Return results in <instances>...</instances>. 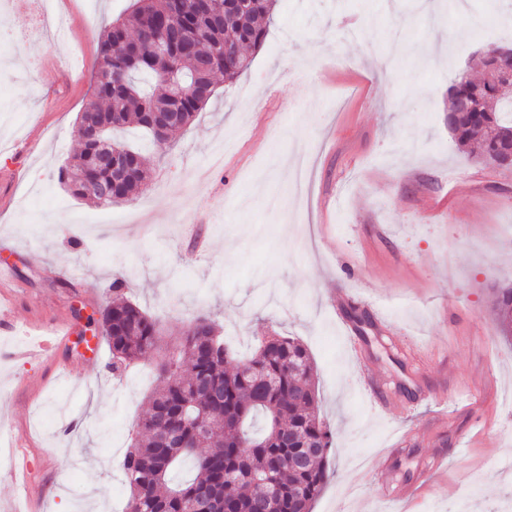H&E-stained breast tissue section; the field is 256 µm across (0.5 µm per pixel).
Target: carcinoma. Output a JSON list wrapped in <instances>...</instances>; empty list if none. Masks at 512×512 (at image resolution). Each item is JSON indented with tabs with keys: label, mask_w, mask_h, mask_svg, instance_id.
<instances>
[{
	"label": "carcinoma",
	"mask_w": 512,
	"mask_h": 512,
	"mask_svg": "<svg viewBox=\"0 0 512 512\" xmlns=\"http://www.w3.org/2000/svg\"><path fill=\"white\" fill-rule=\"evenodd\" d=\"M278 0H135L106 26L99 42L92 99L76 122L81 143L59 169V182L76 198L101 206L130 199L145 185V150L118 142L112 132L130 125L158 142L159 112H176L173 135L189 126L213 95L218 75L233 82L249 67L246 48H259ZM163 38L168 56L155 51ZM203 85L175 95L169 75L193 85L198 64ZM469 94L470 112L454 111V97ZM448 130L456 145L479 162L512 146V98L464 72L448 87ZM125 282L112 281V302L101 313L102 336L112 349V373L121 377L160 348L157 321L124 297ZM499 332L512 336V284L493 289ZM215 324L199 317L157 363L158 385L148 397L120 467L130 495L125 512H310L330 472L334 439L321 416L306 347L271 333L257 339L250 358L234 368ZM305 457L302 466L296 459ZM189 458L195 476L175 480Z\"/></svg>",
	"instance_id": "1"
}]
</instances>
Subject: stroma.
I'll return each mask as SVG.
<instances>
[{"label": "stroma", "instance_id": "stroma-1", "mask_svg": "<svg viewBox=\"0 0 512 512\" xmlns=\"http://www.w3.org/2000/svg\"><path fill=\"white\" fill-rule=\"evenodd\" d=\"M426 2L278 0L249 70L154 147L145 189L97 206L58 170L130 0H56L39 21L0 0V24L22 30L9 54L38 59L0 65V424L30 467L0 473V512L124 508L151 365L121 379L107 347L19 356L78 310L99 335L118 270L166 337L206 315L239 361L268 331L307 347L335 433L312 512L512 503V343L491 314L512 282V173L467 159L446 121L450 68L478 76L486 46H512V0ZM70 418L83 430L66 439ZM399 485L412 499L388 498Z\"/></svg>", "mask_w": 512, "mask_h": 512}]
</instances>
